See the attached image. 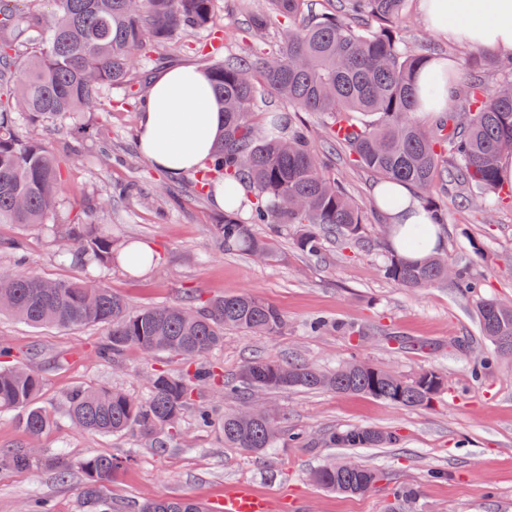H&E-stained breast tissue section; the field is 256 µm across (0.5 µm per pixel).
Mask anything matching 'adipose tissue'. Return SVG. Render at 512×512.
<instances>
[{
	"mask_svg": "<svg viewBox=\"0 0 512 512\" xmlns=\"http://www.w3.org/2000/svg\"><path fill=\"white\" fill-rule=\"evenodd\" d=\"M424 19L450 41L490 52L512 50V0H423ZM224 114L206 73L194 65L159 71L140 115L136 145L154 167L176 178L193 173L209 157ZM374 202L400 247L405 227L432 225L431 214L406 185H376Z\"/></svg>",
	"mask_w": 512,
	"mask_h": 512,
	"instance_id": "obj_1",
	"label": "adipose tissue"
}]
</instances>
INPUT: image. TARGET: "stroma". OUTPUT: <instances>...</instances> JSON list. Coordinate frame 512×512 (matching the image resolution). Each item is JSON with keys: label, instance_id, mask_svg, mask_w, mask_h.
Listing matches in <instances>:
<instances>
[{"label": "stroma", "instance_id": "stroma-1", "mask_svg": "<svg viewBox=\"0 0 512 512\" xmlns=\"http://www.w3.org/2000/svg\"><path fill=\"white\" fill-rule=\"evenodd\" d=\"M261 0H216L214 23L191 35L174 37L161 56L175 64L208 67V46L219 42L234 52L250 43L248 13ZM409 45L435 47L439 57L456 61L479 48L448 41L446 35L425 27L419 0L412 4ZM147 97L146 86L130 90L114 87L107 99L74 118L43 122L37 131L42 144L56 154L75 137L83 152L68 167V192L45 230L0 224V240H23L25 254L16 257L0 249V269H21L59 279L90 278L120 294L134 310L182 302L187 296L232 295L252 292L273 302L287 317L279 336L224 334V345L209 355V363L234 376L254 355L275 359L297 358L321 369L335 368L355 358L410 377L424 369L436 370L445 388L432 408L396 407L359 394L327 391H288L265 395L278 421L291 431L314 438L311 448H273L256 456L225 447L217 430L199 429L193 413H186L181 434L165 453L144 447L132 433L105 436L75 430L64 414L63 397L73 387L106 386L142 397L148 391L152 369L180 371L181 360L165 354L148 356L127 351L120 362L98 359L97 347L106 337L100 325L76 329L32 327L0 315V344H8L20 358L32 359L45 378L38 396L41 406L56 417L43 434H27L13 412L0 413V450L33 448L46 457L71 459L91 454L133 455L134 463L121 471L109 490L117 504L142 502L160 496L193 497L212 512L226 488L244 483L283 505L286 512H388L390 490L401 483L419 495L407 512H512V359H502L482 378H472V363L492 346L480 334L469 301L454 288L440 284L409 289L381 278L378 267L391 254L382 236L383 219L373 199L375 177L350 166L339 151L327 148L320 119L296 112L269 91L258 97L256 123L278 112L305 123L312 144L322 152L332 173L367 209L362 245L345 248L337 239L325 244L322 257L293 249V230L277 239L276 256L258 261L228 253L214 238L213 226L223 217L209 195L198 194L194 175L174 180L151 166L136 147L139 117ZM109 200L100 211L99 200ZM438 203L448 214L440 226L444 252L455 263L470 267L485 280V291L512 304V209L457 207L453 195L441 194ZM85 204L88 219L107 225L121 242H146L156 258L144 272L121 264L81 266L61 258L64 240L59 230L74 205ZM481 254H474V246ZM323 317L339 323V330L308 333L307 323ZM347 325H366L375 335L365 343L347 336ZM436 343L437 351L400 349L390 334ZM468 339L464 350L453 349L457 339ZM373 427L394 431L399 442L380 448H327L319 435L330 428ZM355 462L377 470L382 479L363 496L348 498L317 487L310 474L327 460ZM433 470L441 479H430ZM81 476L57 481L52 471L33 469L0 473V512H19L31 499L46 497L54 512H82Z\"/></svg>", "mask_w": 512, "mask_h": 512}]
</instances>
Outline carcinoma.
I'll return each mask as SVG.
<instances>
[{
	"label": "carcinoma",
	"mask_w": 512,
	"mask_h": 512,
	"mask_svg": "<svg viewBox=\"0 0 512 512\" xmlns=\"http://www.w3.org/2000/svg\"><path fill=\"white\" fill-rule=\"evenodd\" d=\"M44 13L0 2V224L40 228L60 206L67 160L19 133L21 121L37 127L44 119H66L108 97L115 85L133 79L136 63L178 33L189 34L212 23L214 0H52ZM334 11L312 10V0H264L253 14L251 33L261 39L283 20L282 46L261 57L243 50L213 61L211 88L224 111V137L197 172L196 186L209 192L217 182L254 194L251 223L224 210L214 225L226 251L275 255L273 242L253 225L278 233L297 227L294 245L317 257L325 239L345 245L360 240L367 216L336 182L300 127L286 129L275 116L264 128L253 121L258 88L263 86L292 107L321 118L327 140L345 150L355 167L415 188L434 223H446L433 201L435 188L450 182L458 200L470 208L512 205V186L501 183L498 161L512 152V52L488 81L487 68L475 56L460 58L468 83L452 88L448 110L427 125L416 118L422 101L437 97L441 76L425 72L431 56L405 39L410 0H336ZM75 211L62 225L71 259L109 266L119 261L112 235L103 224H89ZM430 228L412 227L405 247L422 250ZM386 281L403 288H428L442 281L472 300L480 333L494 347L471 367L478 378L487 366L512 356V305L482 294V280L442 253L410 260L394 253L378 268ZM0 314L33 326L73 329L107 327L97 356L114 363L130 349L168 354L183 361L178 373L155 369L148 393L138 399L107 387H77L65 396L66 415L79 431L104 435L140 433L161 453L181 434V421L195 405L201 387L221 386L224 399L243 404L265 391L322 389L364 394L394 406L430 408L442 391L433 369L407 378L393 371L350 360L322 371L292 360L256 355L233 381L224 379L203 358L221 348L224 331L279 336L288 326L283 312L252 293L194 298L190 301L128 307L125 299L96 281L56 280L20 270L0 272ZM44 378L39 369L0 347V412L19 413L32 435L49 429L53 418L37 405ZM196 426L219 424L224 447L263 455L271 448H305L304 434L290 433L264 413L244 415L214 406L200 407ZM399 437L370 427L333 429L322 436L327 448H375ZM131 461L128 456L89 455L49 461L29 450L0 451V471L48 468L63 481L83 477L84 512H117L108 485ZM379 479L363 465L325 464L312 473L319 487L348 496L365 494ZM128 512H207L193 499L160 496L135 504Z\"/></svg>",
	"instance_id": "obj_1"
}]
</instances>
